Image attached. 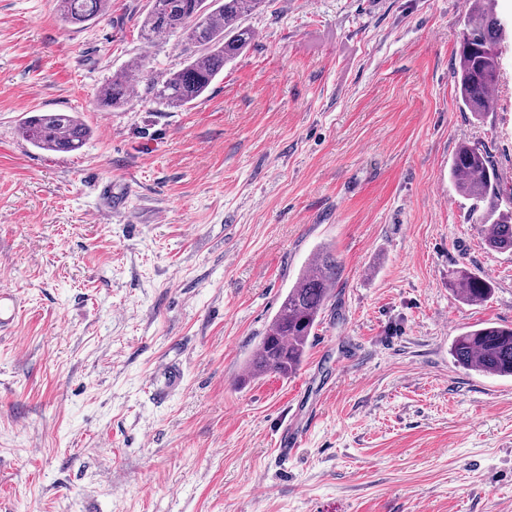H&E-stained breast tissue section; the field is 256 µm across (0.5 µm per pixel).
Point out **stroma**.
<instances>
[{"label": "stroma", "instance_id": "1", "mask_svg": "<svg viewBox=\"0 0 512 512\" xmlns=\"http://www.w3.org/2000/svg\"><path fill=\"white\" fill-rule=\"evenodd\" d=\"M469 0H266L255 39L187 108L153 79L149 0L82 27L0 0V512H512V378L450 354L512 325V253L486 249L449 162L484 146L512 201V0L494 108L461 109ZM137 70L133 96L97 93ZM77 113L79 151L23 139ZM127 197L107 207L102 182ZM343 275L299 371L245 381L318 246ZM490 282L478 305L448 284ZM183 382L157 398L168 364ZM302 429L290 457L282 426ZM132 95V87L128 77L120 72L113 74L112 79L102 86L98 101L103 108L116 109L127 103ZM21 131L33 147L48 152L77 151L90 135V128L78 115L60 111L27 117Z\"/></svg>", "mask_w": 512, "mask_h": 512}]
</instances>
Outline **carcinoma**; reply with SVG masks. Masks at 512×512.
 <instances>
[{
    "label": "carcinoma",
    "mask_w": 512,
    "mask_h": 512,
    "mask_svg": "<svg viewBox=\"0 0 512 512\" xmlns=\"http://www.w3.org/2000/svg\"><path fill=\"white\" fill-rule=\"evenodd\" d=\"M264 0H150L140 25L148 43L179 34L193 55L178 71L153 80L158 102L171 109L193 104L209 88L224 64L235 59L254 40V32L241 18ZM109 0H56V14L65 25H81L107 14ZM498 19L490 0H474L463 19L455 84L462 108L479 117L493 109L491 90L501 72ZM128 77L112 75L99 91L101 107L116 109L132 97ZM30 144L42 151L73 152L81 149L90 128L73 112H39L27 117L21 128ZM449 174L456 190L470 201V214L478 215L486 247L512 252V209H500L501 174L491 154L482 146L463 143L452 156ZM341 265L327 248L283 295L257 352L248 362V378L267 373L284 377L302 365L322 314L336 295ZM459 297L477 305L490 294L489 284L461 270L454 282ZM450 352L461 366L476 372L512 377V327L487 323L456 336Z\"/></svg>",
    "instance_id": "carcinoma-1"
}]
</instances>
